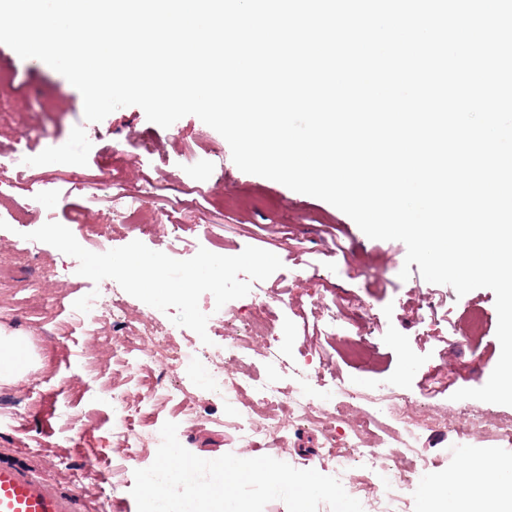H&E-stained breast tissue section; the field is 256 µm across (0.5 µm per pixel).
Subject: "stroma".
<instances>
[{
  "label": "stroma",
  "instance_id": "stroma-1",
  "mask_svg": "<svg viewBox=\"0 0 512 512\" xmlns=\"http://www.w3.org/2000/svg\"><path fill=\"white\" fill-rule=\"evenodd\" d=\"M2 54L11 84L0 99V152L16 149L33 157L30 178L49 190L29 223H0V260L16 255L21 262L16 279L0 288V331L28 337L34 358L21 379L0 382L1 457L37 463L46 478L77 485L86 512H122L133 499V470L115 469L113 436L122 423L105 388L135 387L137 358L101 349L70 323L71 307L111 282L97 285L79 275L77 259L49 244L32 254L23 250L24 234L49 221L71 229L84 216L109 226L106 183L116 173L126 194L144 197L153 211L182 201L172 221L185 225L183 243L172 252L166 236L136 231L104 236L92 252L138 240L178 260L202 247L225 256L248 246L276 254L283 267L264 282L275 300L258 314L272 327L286 362L311 357L320 363L311 382L316 390L397 391L416 411L437 420L417 432L404 460L424 459L435 477L462 463L456 451L460 404L452 395L481 387L485 371L499 359L492 290L460 297L451 286L425 281L418 265H406L403 242L370 239L328 202L241 171L227 141L196 116L164 128L132 105L88 122L80 92L65 77L40 60L10 55L4 44ZM405 266L411 274L404 281L399 273ZM330 299L342 306L335 336L323 318L322 305ZM365 305L370 315H361ZM475 309L488 313L484 334L460 344ZM347 336L365 343L367 361L344 355ZM196 407L199 420L185 423L171 407L152 406V418L140 431L147 436L171 421L178 425L179 442L204 459L268 455L298 469L335 473L320 457L322 437L315 426L291 428L278 442L246 448L223 400L203 396Z\"/></svg>",
  "mask_w": 512,
  "mask_h": 512
}]
</instances>
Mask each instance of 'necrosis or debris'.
Masks as SVG:
<instances>
[{
    "label": "necrosis or debris",
    "mask_w": 512,
    "mask_h": 512,
    "mask_svg": "<svg viewBox=\"0 0 512 512\" xmlns=\"http://www.w3.org/2000/svg\"><path fill=\"white\" fill-rule=\"evenodd\" d=\"M72 322L86 334L97 337L101 345L139 353L142 364L163 360L169 367L181 372H194L202 377L201 385L213 396L234 402L237 412L235 426L244 447L255 448L278 439L281 434L298 423H319L325 445L323 456L334 460L339 473H346L350 459L360 462L363 475L349 482V494L361 501H375L385 496H401L410 490L414 481L426 480L429 466L415 463L412 470L386 466L385 460L393 453L389 442L370 443L363 429L353 428L349 435L336 432L333 422L321 420L325 403L333 402L334 392H327L324 400L307 399L304 388H295L293 395L284 396L280 375L291 370L306 378L310 372L303 365H286L277 346L276 338H269L262 350L251 347L243 336L232 337L224 349L206 351L191 341L181 339V330L173 323L163 321L157 313H143L137 322L121 319L119 312L109 307L105 297L92 293L71 314ZM111 327V335H104V327ZM261 356L267 370L265 377H257L245 370L244 363ZM233 364L234 374H227L225 364ZM376 414L398 423L404 436L427 421L426 416L412 411L406 402L393 392L374 393L370 396ZM458 428V446L471 447L477 437L487 436L497 443L512 447V417L488 420L471 410H462Z\"/></svg>",
    "instance_id": "obj_1"
}]
</instances>
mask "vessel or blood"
Returning a JSON list of instances; mask_svg holds the SVG:
<instances>
[{
    "mask_svg": "<svg viewBox=\"0 0 512 512\" xmlns=\"http://www.w3.org/2000/svg\"><path fill=\"white\" fill-rule=\"evenodd\" d=\"M0 512H83L75 491L42 478L36 469L0 460Z\"/></svg>",
    "mask_w": 512,
    "mask_h": 512,
    "instance_id": "b4317fda",
    "label": "vessel or blood"
}]
</instances>
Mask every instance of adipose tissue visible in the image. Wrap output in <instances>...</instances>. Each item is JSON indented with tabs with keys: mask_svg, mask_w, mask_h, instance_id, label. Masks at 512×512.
I'll list each match as a JSON object with an SVG mask.
<instances>
[{
	"mask_svg": "<svg viewBox=\"0 0 512 512\" xmlns=\"http://www.w3.org/2000/svg\"><path fill=\"white\" fill-rule=\"evenodd\" d=\"M32 357L23 337L0 336V382L18 380ZM422 512H512V458L488 463L472 450L460 467L422 488Z\"/></svg>",
	"mask_w": 512,
	"mask_h": 512,
	"instance_id": "1",
	"label": "adipose tissue"
}]
</instances>
